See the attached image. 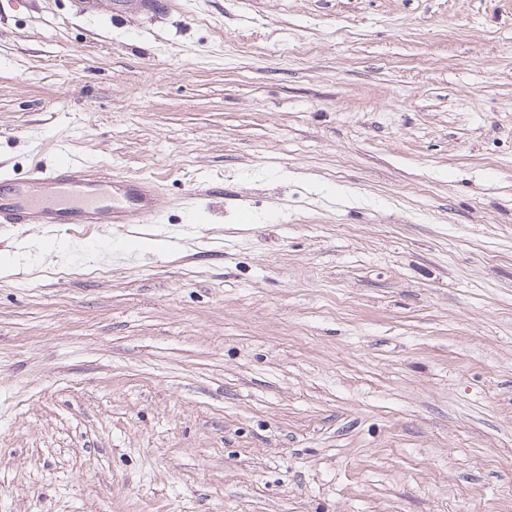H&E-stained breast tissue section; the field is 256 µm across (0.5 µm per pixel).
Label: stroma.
<instances>
[{"label": "stroma", "mask_w": 512, "mask_h": 512, "mask_svg": "<svg viewBox=\"0 0 512 512\" xmlns=\"http://www.w3.org/2000/svg\"><path fill=\"white\" fill-rule=\"evenodd\" d=\"M178 248L0 230V512H512V0H0V163ZM162 190L151 178H129L111 166L77 156L39 163L22 178L0 170V227L31 224L53 235H70L69 226H93L101 238L112 224H151L174 247L196 232L183 224L178 234L164 225Z\"/></svg>", "instance_id": "35a3bbf8"}]
</instances>
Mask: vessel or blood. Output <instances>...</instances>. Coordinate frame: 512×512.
<instances>
[{
  "mask_svg": "<svg viewBox=\"0 0 512 512\" xmlns=\"http://www.w3.org/2000/svg\"><path fill=\"white\" fill-rule=\"evenodd\" d=\"M162 190L153 179L129 178L102 163L69 156L39 163L24 177L0 170V227L31 224L62 235L74 226L108 237L116 224L163 227Z\"/></svg>",
  "mask_w": 512,
  "mask_h": 512,
  "instance_id": "b4317fda",
  "label": "vessel or blood"
}]
</instances>
